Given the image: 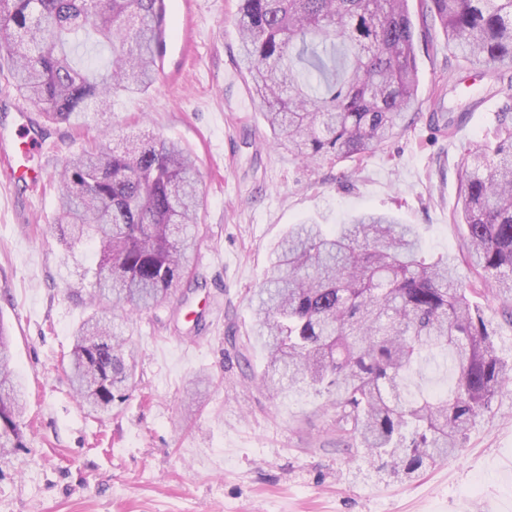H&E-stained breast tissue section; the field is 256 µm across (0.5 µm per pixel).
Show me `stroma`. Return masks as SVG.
<instances>
[{
  "mask_svg": "<svg viewBox=\"0 0 512 512\" xmlns=\"http://www.w3.org/2000/svg\"><path fill=\"white\" fill-rule=\"evenodd\" d=\"M234 11V0H202L193 44L170 46L156 84L111 111L51 123L29 109L50 145L45 177L31 187L0 175V322L29 393L24 446L0 459V512H512V381L459 455L400 479L345 450L326 397H273L256 385L266 359L250 305L274 246L307 218L334 225L386 211L416 226L427 256H459L460 156L486 141L512 85L489 69L463 78L430 24L416 46L410 125L362 163H304L274 146L265 108L248 92ZM151 135L196 159L203 230L165 304L116 313L138 350V385L97 418L77 405L65 363L88 314L70 289L91 286L97 258L59 242L53 177L97 138L122 147ZM477 285L511 361L512 310L493 278Z\"/></svg>",
  "mask_w": 512,
  "mask_h": 512,
  "instance_id": "1",
  "label": "stroma"
}]
</instances>
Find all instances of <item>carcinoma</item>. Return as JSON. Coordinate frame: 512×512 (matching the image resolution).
Wrapping results in <instances>:
<instances>
[{
    "label": "carcinoma",
    "instance_id": "obj_1",
    "mask_svg": "<svg viewBox=\"0 0 512 512\" xmlns=\"http://www.w3.org/2000/svg\"><path fill=\"white\" fill-rule=\"evenodd\" d=\"M235 2L242 68L295 158H362L405 128L418 91L409 0ZM418 12L464 66L512 64V0H418ZM169 30L166 0H0L13 86L56 122L147 92ZM495 140L463 150L459 223L468 265L495 277L512 309L511 102ZM56 182L60 240L99 254L71 385L81 407L107 414L127 400L137 354L110 314L159 306L189 269L205 206L199 172L179 143L151 137L121 151L94 142ZM275 254L254 292L253 333L268 358L261 388L332 396L338 439L396 476L459 452L512 367L458 267L427 258L414 225L377 212L330 229L293 224ZM437 353L451 361L452 388L412 389L410 372ZM24 410L0 323V457L24 447Z\"/></svg>",
    "mask_w": 512,
    "mask_h": 512
}]
</instances>
